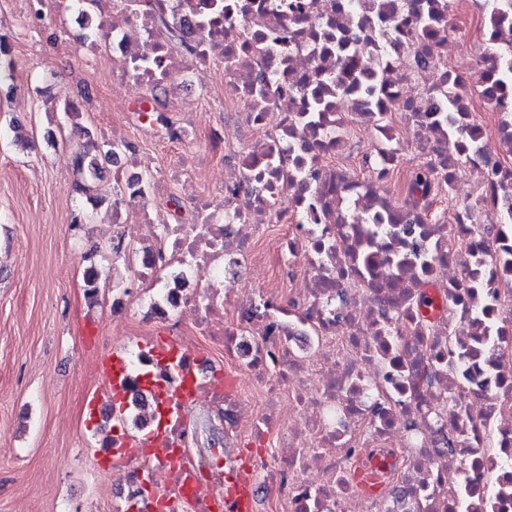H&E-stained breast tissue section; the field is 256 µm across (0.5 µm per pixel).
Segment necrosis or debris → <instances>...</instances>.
I'll list each match as a JSON object with an SVG mask.
<instances>
[{
    "label": "necrosis or debris",
    "mask_w": 512,
    "mask_h": 512,
    "mask_svg": "<svg viewBox=\"0 0 512 512\" xmlns=\"http://www.w3.org/2000/svg\"><path fill=\"white\" fill-rule=\"evenodd\" d=\"M25 3L75 17L76 49L138 88L103 132L112 222L144 230L112 275L162 290L145 320L179 355L140 346L122 379L139 437L104 459L146 512H210L233 477L273 494L267 512H512V0L480 13L476 72L450 51L474 0ZM424 42L434 61L411 73ZM138 132L180 150L144 175ZM412 162L436 167L439 215L395 183ZM147 374L192 389L156 446ZM200 402L257 454L190 452Z\"/></svg>",
    "instance_id": "1"
}]
</instances>
